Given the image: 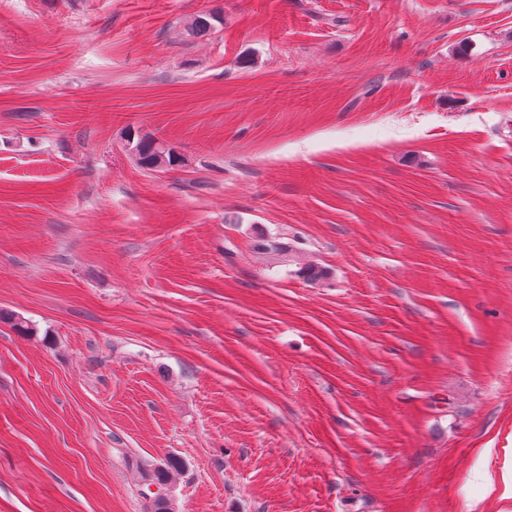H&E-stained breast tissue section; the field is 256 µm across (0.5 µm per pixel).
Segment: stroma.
<instances>
[{
  "label": "stroma",
  "instance_id": "35a3bbf8",
  "mask_svg": "<svg viewBox=\"0 0 512 512\" xmlns=\"http://www.w3.org/2000/svg\"><path fill=\"white\" fill-rule=\"evenodd\" d=\"M0 309V512H512V0H0ZM222 19V16H220L218 12L196 15L185 24L186 36L190 39L208 38L215 29L214 22L220 23ZM126 140L135 163L146 171H169L184 164L173 148L153 135L131 131ZM183 468V461L176 456L166 457L160 464L155 465L152 469L145 473V481L149 486V491L154 494L155 497H162L165 499H159L152 501V512H173V501L168 495L167 488L171 484L172 477L175 474L181 472ZM158 486V487H157ZM160 487V488H159Z\"/></svg>",
  "mask_w": 512,
  "mask_h": 512
}]
</instances>
